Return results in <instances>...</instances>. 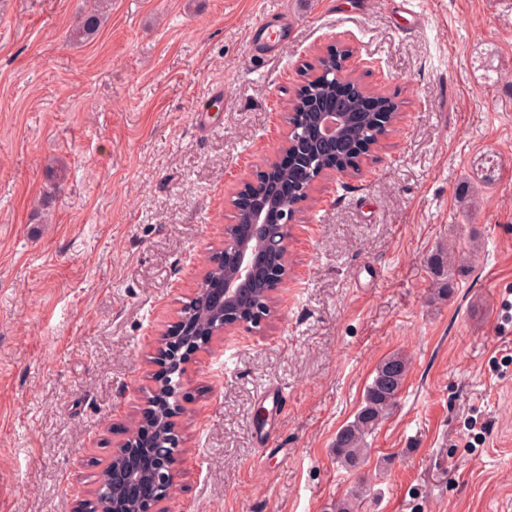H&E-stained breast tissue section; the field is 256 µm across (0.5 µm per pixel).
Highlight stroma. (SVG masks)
I'll return each mask as SVG.
<instances>
[{"mask_svg":"<svg viewBox=\"0 0 512 512\" xmlns=\"http://www.w3.org/2000/svg\"><path fill=\"white\" fill-rule=\"evenodd\" d=\"M0 0V512H75L153 386L309 65L349 49L399 117L316 181L261 329L182 377L167 512H512V0ZM284 26L259 54L257 18ZM462 270L435 299L431 255ZM406 354L360 469L331 454ZM108 5V0H97L92 9L78 13L71 28V39L76 42L91 41L101 28Z\"/></svg>","mask_w":512,"mask_h":512,"instance_id":"obj_1","label":"stroma"}]
</instances>
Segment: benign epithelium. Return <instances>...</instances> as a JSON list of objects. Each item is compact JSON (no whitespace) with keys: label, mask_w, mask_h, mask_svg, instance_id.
Wrapping results in <instances>:
<instances>
[{"label":"benign epithelium","mask_w":512,"mask_h":512,"mask_svg":"<svg viewBox=\"0 0 512 512\" xmlns=\"http://www.w3.org/2000/svg\"><path fill=\"white\" fill-rule=\"evenodd\" d=\"M336 67L333 68L332 85H350L357 98L364 100L373 95L349 72L345 62L348 51L337 49ZM350 116L347 107L330 105L319 110L318 132L315 145L328 154H336L343 146L342 138ZM381 135H376L360 149L353 159L355 167L343 163L321 171L317 178L333 174L350 177L360 171L361 162L380 146ZM307 148L292 136L286 127L276 151L265 158L256 172L240 183L228 199L234 210L235 223L224 225V244L231 243L239 224L249 227V236L235 245L237 263L233 273L220 280H213L211 264L200 272L199 287L181 309V316L174 325L160 333L154 363L162 376L160 384L145 395L146 419L163 418L165 436H154L148 444L141 442L139 434L131 433L112 450V458L100 472V481L91 489L96 512H164L162 503L176 489L179 461L183 452L179 438V418L183 413L182 398L170 386L175 374L182 375L186 365L196 354L223 339L224 333L234 326L255 328L254 312L244 307L245 298L252 284L267 280L266 305H275V295L291 274L288 266V243L291 229L302 203L291 204L281 197L277 171L288 163L302 164ZM143 449L159 460L158 467L149 472L125 466L128 454ZM148 486L153 490L151 500L145 502L137 490Z\"/></svg>","instance_id":"7a95c632"}]
</instances>
